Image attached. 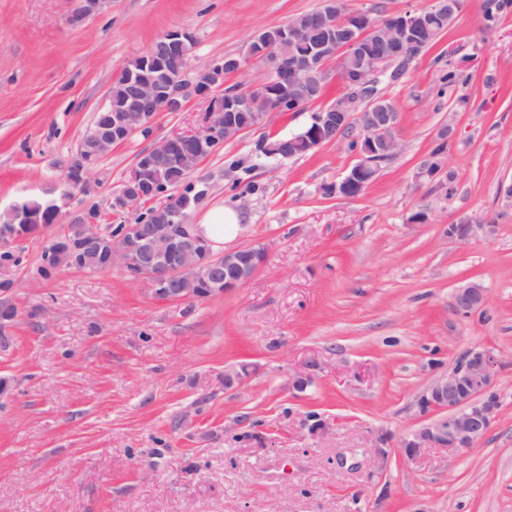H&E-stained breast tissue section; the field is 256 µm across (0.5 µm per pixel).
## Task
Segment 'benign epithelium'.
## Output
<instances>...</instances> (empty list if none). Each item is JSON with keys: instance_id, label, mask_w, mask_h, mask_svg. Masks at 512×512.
Wrapping results in <instances>:
<instances>
[{"instance_id": "benign-epithelium-1", "label": "benign epithelium", "mask_w": 512, "mask_h": 512, "mask_svg": "<svg viewBox=\"0 0 512 512\" xmlns=\"http://www.w3.org/2000/svg\"><path fill=\"white\" fill-rule=\"evenodd\" d=\"M422 21L409 11L400 12L387 23L375 24L362 12L348 16L344 29L329 28L325 40L313 44L301 60L285 58L270 46L254 39L246 53L232 59L225 57L197 71L190 64L170 81L162 83L146 73L130 77L131 101L125 111L115 115L112 124L84 135L74 157L66 168L69 187L84 193L91 187L92 174L112 148L126 143L148 129L153 138L151 148L143 152L134 164L130 180L113 193L110 208L113 216H130L117 225L124 244L104 254L106 270L117 268L134 280H144L150 286H162L169 301L199 300L234 291L248 282L267 258L262 246H243L221 253L210 249L195 225L187 222L186 207L176 203L172 189H161L158 169L174 165L186 172L193 171L202 161L240 135L259 128L243 126L224 111V77L243 71L250 63L262 62L268 72L253 89L265 90L274 82L288 87L287 96L280 99L276 111L294 112L308 98L322 95L326 80L308 85L298 75L311 69L327 73L326 62L335 58L342 65L343 94L315 120L316 129L308 148L314 150L326 144L328 134L341 135L352 127L351 116L357 103H365L360 111L359 134L354 152L358 162L336 183L339 196H358L366 184L361 172L380 161L390 135L401 138L399 122L391 112L381 111L383 98L377 95L376 76L387 61L407 62L425 49L421 39ZM190 37L172 30L163 34L143 54L148 61L161 62L182 52ZM230 95V94H228ZM192 97L209 99L202 127L193 132L159 136L155 134V118L159 112H181ZM246 94L234 89L230 99L241 104ZM446 160L421 174L435 183L438 199H448ZM145 198H162L169 207L171 224L163 230L138 223L136 207ZM495 232L493 224H479L464 217L445 225V234L454 243H468ZM210 285L202 294L201 282ZM488 300L487 290L476 281L454 290L455 312L468 314L482 308ZM498 360L488 349L473 347L461 353L447 368L424 388L418 406L424 414L439 413L440 417L423 425L404 438L402 454L414 460L430 448H472L487 434L494 422L500 400L494 391Z\"/></svg>"}]
</instances>
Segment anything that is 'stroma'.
I'll return each instance as SVG.
<instances>
[{"label":"stroma","mask_w":512,"mask_h":512,"mask_svg":"<svg viewBox=\"0 0 512 512\" xmlns=\"http://www.w3.org/2000/svg\"><path fill=\"white\" fill-rule=\"evenodd\" d=\"M326 3L102 0L75 24L78 0H0V212L49 196L63 222L81 207L109 216L149 140L114 148L86 195L62 197L58 162L132 58L181 30L202 68ZM484 4L464 0L434 44L378 75L402 146L359 196L319 190L356 163L349 137L288 160L258 152L262 136L301 132L341 93L333 61L319 100L268 113L191 173L210 191L188 222L233 209L234 246L269 251L237 291L170 302L116 269L45 281L40 256L61 224L11 242L0 512H512V207L499 195L512 179V9L488 34ZM451 71L461 81L444 84ZM445 122L454 181L442 202L418 173ZM426 205L428 223H411ZM464 214L494 234L449 242L443 225ZM474 280L486 306L456 313L455 288ZM472 346L501 363L498 418L475 447L404 459L401 440L430 421L419 392ZM313 358L321 369L298 388ZM242 364L247 380L226 390L225 370ZM311 414L325 434L304 427Z\"/></svg>","instance_id":"stroma-1"}]
</instances>
